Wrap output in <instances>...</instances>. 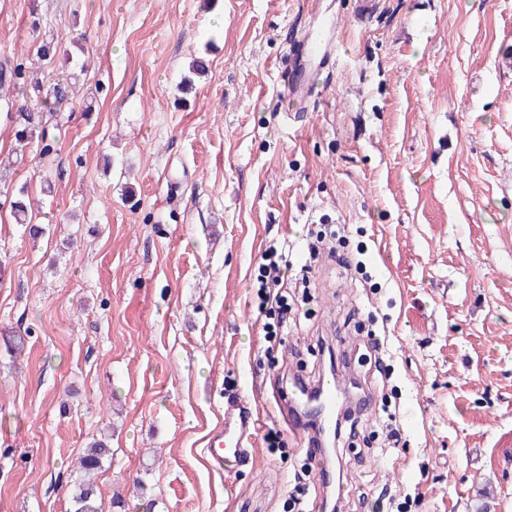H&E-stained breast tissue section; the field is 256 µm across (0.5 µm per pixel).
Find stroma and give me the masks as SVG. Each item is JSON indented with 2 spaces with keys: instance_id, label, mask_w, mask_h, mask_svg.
<instances>
[{
  "instance_id": "1",
  "label": "stroma",
  "mask_w": 512,
  "mask_h": 512,
  "mask_svg": "<svg viewBox=\"0 0 512 512\" xmlns=\"http://www.w3.org/2000/svg\"><path fill=\"white\" fill-rule=\"evenodd\" d=\"M88 71L17 148L0 100V512H70L90 441L103 512H287L310 454L274 399L330 367L396 386L404 447L349 413L327 450L348 512H512V0H43ZM0 0V60L33 44ZM334 36L323 89L286 117L282 76ZM204 56L189 93L179 83ZM27 186L30 237L7 200ZM344 227L366 275L328 244ZM294 247L298 312L269 347L250 288ZM388 339L376 362L369 333ZM254 455L209 469L224 397ZM110 452L105 441H94L90 448L87 449L86 454L80 459V467L85 475L89 476L91 473L101 468L102 460Z\"/></svg>"
}]
</instances>
